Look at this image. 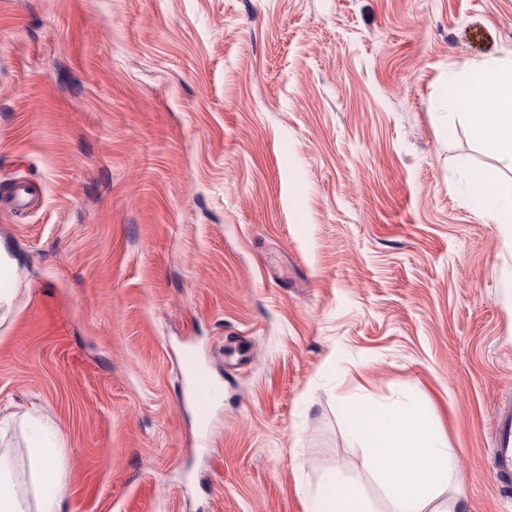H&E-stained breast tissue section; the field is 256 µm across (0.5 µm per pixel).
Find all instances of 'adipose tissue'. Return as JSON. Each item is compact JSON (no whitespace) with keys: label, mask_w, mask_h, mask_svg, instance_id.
<instances>
[{"label":"adipose tissue","mask_w":512,"mask_h":512,"mask_svg":"<svg viewBox=\"0 0 512 512\" xmlns=\"http://www.w3.org/2000/svg\"><path fill=\"white\" fill-rule=\"evenodd\" d=\"M476 97L446 100L449 122H466L488 154L512 159V61L474 63L466 81ZM499 170L469 176L472 193L493 201L494 223L512 229V193L497 192ZM60 432L38 418L27 421L28 469L11 466L0 455V512H60V477L55 460ZM355 440L370 460L369 476L383 493L381 512H463L464 492L451 448L430 425L423 410L405 402L385 415L357 423ZM306 512H374L363 494L335 483L309 492Z\"/></svg>","instance_id":"adipose-tissue-1"}]
</instances>
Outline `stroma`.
<instances>
[{
    "label": "stroma",
    "instance_id": "35a3bbf8",
    "mask_svg": "<svg viewBox=\"0 0 512 512\" xmlns=\"http://www.w3.org/2000/svg\"><path fill=\"white\" fill-rule=\"evenodd\" d=\"M512 0H0V418L58 428L61 512H305L417 404L465 512H512V231L445 93ZM195 349L222 390L200 423ZM501 180L499 170L495 168H487L481 170L476 175L468 178V184L473 194H478L483 198H490L493 201L492 219L495 224L508 227L512 231V190L510 194L497 192L489 194L488 190L497 185ZM490 460L500 487L512 489V410L502 412L496 420Z\"/></svg>",
    "mask_w": 512,
    "mask_h": 512
}]
</instances>
